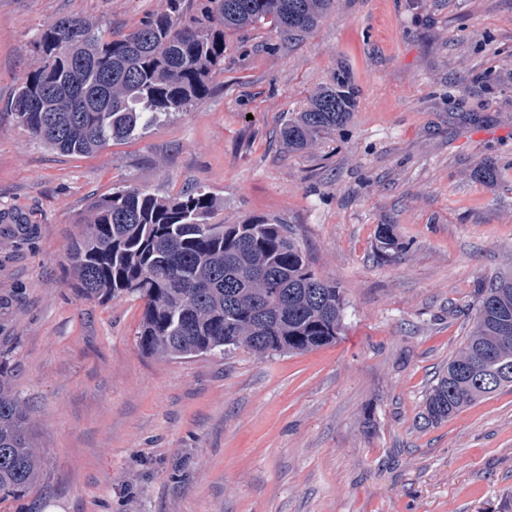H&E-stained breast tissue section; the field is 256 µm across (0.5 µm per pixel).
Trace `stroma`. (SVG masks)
<instances>
[{
  "label": "stroma",
  "instance_id": "obj_1",
  "mask_svg": "<svg viewBox=\"0 0 512 512\" xmlns=\"http://www.w3.org/2000/svg\"><path fill=\"white\" fill-rule=\"evenodd\" d=\"M164 7L0 0V356L41 460L0 512H512V391L423 420L479 286L512 268V0H336L298 40L226 34L208 96L145 135L89 156L30 138L8 106L48 22L123 33ZM339 73L348 122L284 150L289 113ZM195 185L217 221L293 227L343 293L335 342L168 360L139 345L140 301L68 287L90 198ZM381 224L404 251L377 256Z\"/></svg>",
  "mask_w": 512,
  "mask_h": 512
}]
</instances>
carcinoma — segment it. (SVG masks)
Returning a JSON list of instances; mask_svg holds the SVG:
<instances>
[{"label": "carcinoma", "instance_id": "obj_1", "mask_svg": "<svg viewBox=\"0 0 512 512\" xmlns=\"http://www.w3.org/2000/svg\"><path fill=\"white\" fill-rule=\"evenodd\" d=\"M126 33L90 19L49 22L10 111L31 137L62 155L85 156L189 112L224 70V32H311L334 0H165ZM355 106L343 77L280 128L285 149L312 147L343 126ZM216 202L200 188L158 196L117 187L90 200L65 255L68 281L84 300L143 302L141 349L189 359L244 346L258 356L298 354L333 343L344 322L341 290L317 275L292 227L267 219L213 224ZM378 250H403L392 224ZM0 360V501L29 490L39 457L30 413ZM512 387V273L478 294L465 342L426 398L425 420L444 422Z\"/></svg>", "mask_w": 512, "mask_h": 512}]
</instances>
